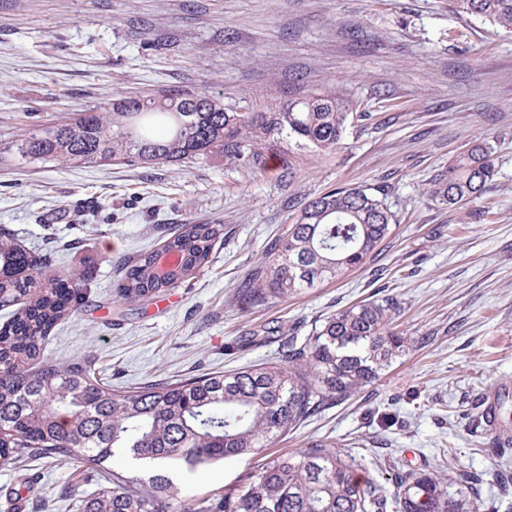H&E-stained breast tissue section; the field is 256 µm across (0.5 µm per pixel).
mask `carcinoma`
<instances>
[{
  "label": "carcinoma",
  "mask_w": 512,
  "mask_h": 512,
  "mask_svg": "<svg viewBox=\"0 0 512 512\" xmlns=\"http://www.w3.org/2000/svg\"><path fill=\"white\" fill-rule=\"evenodd\" d=\"M452 9L512 30V0H450ZM368 114L331 90L304 91L269 112L224 104V94L162 90L117 99L104 112L33 132L16 145L23 159L59 164L124 160L144 166L222 156L256 179L276 156L293 174L299 153L327 155ZM494 148L476 143L448 161L431 195L450 208L482 196L495 176ZM382 188L342 187L311 200L237 288L263 305L362 267L393 231ZM0 228V309L16 307L0 327V462L26 455L77 460L107 475L74 503V512H483L480 477L423 470L388 491L358 472L334 444L262 458L239 483L203 498H180L162 469L189 470L234 457H255L305 421L372 386L410 349L394 322L392 297L363 301L328 315L302 343L282 327L248 333L249 343L282 342L265 366L156 381L117 390L85 363L60 367L44 357L50 329L86 298L83 272L51 274L49 260L8 242ZM222 224H189L162 251L175 262L161 271L159 252L127 258L116 294L148 302L179 287L210 263ZM121 451L152 468L142 480L105 463ZM455 490L448 491V484Z\"/></svg>",
  "instance_id": "carcinoma-1"
}]
</instances>
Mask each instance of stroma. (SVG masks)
I'll return each mask as SVG.
<instances>
[{
	"label": "stroma",
	"instance_id": "1",
	"mask_svg": "<svg viewBox=\"0 0 512 512\" xmlns=\"http://www.w3.org/2000/svg\"><path fill=\"white\" fill-rule=\"evenodd\" d=\"M176 88L223 94L265 112L289 91L330 89L370 112L346 150L300 157L256 181L209 157L144 167L30 162L28 133ZM495 150L482 199L451 208L428 195L448 160L477 140ZM384 188L396 216L378 254L341 279L253 307L248 278L291 217L339 187ZM177 224H220L211 263L145 304L115 292L119 266L161 249ZM55 268L85 273L89 304L59 321L44 355L92 361L118 390L278 359L277 344L238 346L264 324L308 336L328 314L385 295L414 340L368 389L280 437L266 453L337 443L355 468L393 488L424 469L482 475L487 512H512V413L503 446L478 451L481 406L512 392V32L457 16L448 0H0V228ZM454 446V458L443 450ZM252 457L171 469L180 497L235 485ZM39 503L73 512L99 482L87 465L0 463V512L25 481Z\"/></svg>",
	"mask_w": 512,
	"mask_h": 512
}]
</instances>
